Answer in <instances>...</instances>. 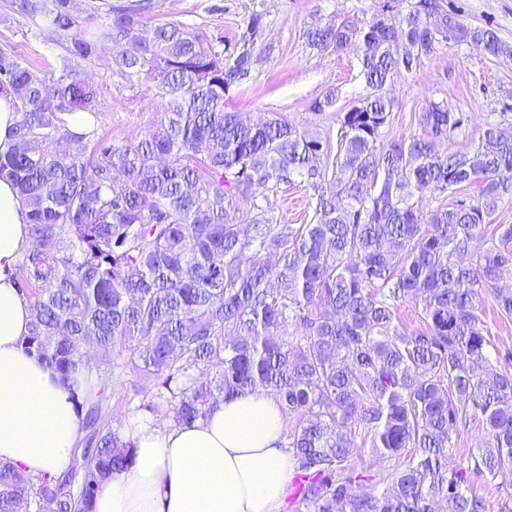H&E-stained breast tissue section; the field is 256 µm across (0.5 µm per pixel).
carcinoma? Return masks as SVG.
<instances>
[{"instance_id": "1", "label": "carcinoma", "mask_w": 512, "mask_h": 512, "mask_svg": "<svg viewBox=\"0 0 512 512\" xmlns=\"http://www.w3.org/2000/svg\"><path fill=\"white\" fill-rule=\"evenodd\" d=\"M72 2L11 6L66 32ZM391 2L360 25L304 32L323 53L361 44L371 89L337 113L336 157L322 168L321 139L224 110L263 59L265 0L226 53L181 24H148L160 0H113L48 77L0 50V92L20 114L0 179L17 186L33 239L16 273L34 310L22 347L75 384L120 364L138 372L157 388L150 409L177 422L245 392L273 395L289 420L294 512H487L477 478L512 512V349L485 313L489 303L512 321V224L492 223L512 198V130L493 112L476 145L454 150L468 119L428 100L423 135L383 143L395 74L450 44L497 59H511L512 45L442 0L404 12ZM102 42L130 88L151 83L167 99L137 141L67 128L73 113L97 115L98 89L72 60ZM72 142L77 152L64 151ZM296 176L315 191L311 222H270L259 200ZM426 193L437 202L427 211ZM405 304L418 313L413 330L400 322ZM118 344L128 346L120 364ZM103 401L101 386L96 401L77 403L82 447L60 476L0 463V512H92L133 462ZM472 431L482 446L456 457ZM366 484L376 492H356Z\"/></svg>"}]
</instances>
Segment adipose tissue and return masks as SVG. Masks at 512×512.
Listing matches in <instances>:
<instances>
[{
    "mask_svg": "<svg viewBox=\"0 0 512 512\" xmlns=\"http://www.w3.org/2000/svg\"><path fill=\"white\" fill-rule=\"evenodd\" d=\"M31 246L13 182L0 179V461L40 478L67 471L80 435L69 383L27 355L33 312L15 284ZM285 419L273 396L226 399L190 423L136 417L133 464L114 474L94 512H280L293 476Z\"/></svg>",
    "mask_w": 512,
    "mask_h": 512,
    "instance_id": "ef3b65f1",
    "label": "adipose tissue"
}]
</instances>
